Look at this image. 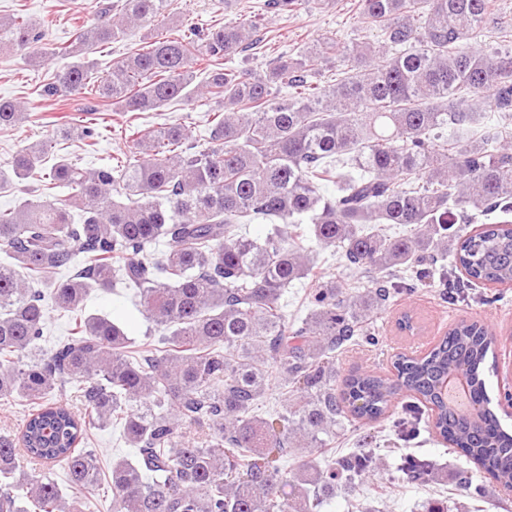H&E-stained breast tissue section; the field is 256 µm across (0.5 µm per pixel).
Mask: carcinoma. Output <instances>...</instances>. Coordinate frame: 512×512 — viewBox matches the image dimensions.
Returning <instances> with one entry per match:
<instances>
[{"instance_id":"carcinoma-1","label":"carcinoma","mask_w":512,"mask_h":512,"mask_svg":"<svg viewBox=\"0 0 512 512\" xmlns=\"http://www.w3.org/2000/svg\"><path fill=\"white\" fill-rule=\"evenodd\" d=\"M167 6L97 0L99 22L61 48L70 62L42 90L130 114L132 152L88 169L64 156L48 166L46 148H26L0 166V189L69 190L59 205L26 197L0 211V401L27 407L20 436L0 435V512H78L58 467L70 484L112 496V512H313L337 481L377 480L369 429L359 449L323 455L345 418L389 421L394 446L425 431L512 491V457L501 455L512 432L485 380L492 324L461 320L426 352L397 355L388 373L336 371L345 343H380L369 321L392 298L438 286L450 303L492 305L498 296L476 287L512 285V137L474 105L485 97L512 121V44L490 56L474 42L512 18L499 0H354L372 42L327 36L261 72L225 67L269 39L257 21L226 18L154 35L97 73L90 53ZM42 41L36 24L0 19L1 50L41 56ZM333 61L341 77L318 83ZM178 102L210 108L208 148L178 124L133 126L136 113ZM27 119V105L0 99V128ZM496 212L502 220L468 230ZM249 224L269 225L265 238L248 236ZM391 224L405 233L389 234ZM161 241L168 250L156 258ZM319 249L349 279L327 275ZM302 280L297 324L281 297ZM120 282L158 337L138 344L85 312L91 291ZM49 301L74 327L44 349ZM453 375L469 381L476 411L448 402L441 386ZM69 385L77 410L58 398ZM273 385L277 405L257 413ZM109 425L138 454L107 473L86 444ZM400 468L426 483L433 462L406 453Z\"/></svg>"}]
</instances>
